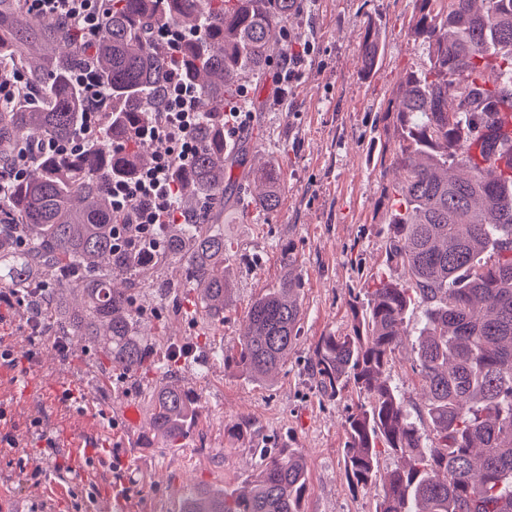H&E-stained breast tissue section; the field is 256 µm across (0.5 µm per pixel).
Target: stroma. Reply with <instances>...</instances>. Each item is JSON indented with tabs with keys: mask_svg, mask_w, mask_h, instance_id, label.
Wrapping results in <instances>:
<instances>
[{
	"mask_svg": "<svg viewBox=\"0 0 512 512\" xmlns=\"http://www.w3.org/2000/svg\"><path fill=\"white\" fill-rule=\"evenodd\" d=\"M414 0H301L286 24L283 54L293 41L312 43L297 76L280 86L275 76L247 79L240 100L249 115L248 164L269 162L281 171V201L270 213L252 202L224 212L220 229L231 248L225 262L232 291L222 323L203 327L173 318L172 295L139 288L136 306L146 332L156 336V357L198 398L202 419L181 448L141 444L143 427H128L123 411L135 404L148 415V390L159 376L112 375L84 345L34 335L30 312L0 301V345L18 366L0 364V497L29 508L53 500L56 512H91L107 488L134 501L133 512H177L187 485L232 490L250 480L260 449H299L308 470L305 512H375L377 492L354 487L345 471V422L359 403L345 390L321 396L307 366L320 337L344 334L354 309L365 308L374 280L397 283L400 267L386 257L398 171L392 157L400 127L398 92L404 76L428 65V48L412 34ZM383 51L375 72L362 66L366 30ZM291 247L301 276L304 317L300 336L278 378L250 380L225 365L217 350L231 348L251 302L282 274V249ZM189 355L171 361L175 347ZM410 343L393 354L385 378L409 413L421 404V381ZM40 419L41 429L30 422ZM248 421L251 431L229 438L227 424ZM46 431L55 448L40 445Z\"/></svg>",
	"mask_w": 512,
	"mask_h": 512,
	"instance_id": "35a3bbf8",
	"label": "stroma"
}]
</instances>
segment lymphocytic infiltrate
<instances>
[{
  "label": "lymphocytic infiltrate",
  "mask_w": 512,
  "mask_h": 512,
  "mask_svg": "<svg viewBox=\"0 0 512 512\" xmlns=\"http://www.w3.org/2000/svg\"><path fill=\"white\" fill-rule=\"evenodd\" d=\"M29 11L42 14L66 29L94 33L99 29L102 0H25ZM201 117L194 90L172 82L160 112L144 130L151 140L165 144L153 167L128 181L112 185L116 209L134 208L135 221L123 225L121 233L127 245L150 243L151 227L160 224L187 223L180 212L171 173L176 163L187 162L195 153L193 130Z\"/></svg>",
  "instance_id": "f902f5d3"
}]
</instances>
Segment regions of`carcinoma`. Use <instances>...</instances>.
Instances as JSON below:
<instances>
[{
  "instance_id": "carcinoma-1",
  "label": "carcinoma",
  "mask_w": 512,
  "mask_h": 512,
  "mask_svg": "<svg viewBox=\"0 0 512 512\" xmlns=\"http://www.w3.org/2000/svg\"><path fill=\"white\" fill-rule=\"evenodd\" d=\"M413 33L430 64L405 78L395 147L402 178L387 260L406 274L380 280L368 308L345 334L323 336L313 357L319 391L350 388L363 402L346 423L345 470L356 485H381L376 512H512V0H415ZM298 0H109L100 29L85 40L0 0V64L18 70L24 91L0 109V166L21 148L33 164L8 177L0 194V285L20 290L54 336L95 347L111 371L161 374L149 391L145 444L182 446L201 416L195 395L153 360L135 308L139 284L155 264L186 266L193 309L207 325L224 320L231 291L229 247L213 231L240 201L227 176L246 162L244 145H224V109L243 82L276 64L284 26ZM184 40L173 50L161 30ZM377 34L361 46L376 67ZM89 63L104 97L93 113L95 137L77 142L86 92L75 68ZM192 87L202 111L197 150L175 167L186 224L156 229L145 254L114 239L132 211L116 210L112 183L149 167L153 141L137 135L159 105L171 74ZM277 168L240 176L261 183L255 206L280 203ZM283 273L247 312L224 362L263 383L279 373L299 337L302 287L291 249ZM424 307L415 369L421 418L431 444L383 379L407 309ZM401 460L382 474L379 448ZM307 470L298 450L260 453L249 490L187 489L178 512H303Z\"/></svg>"
}]
</instances>
